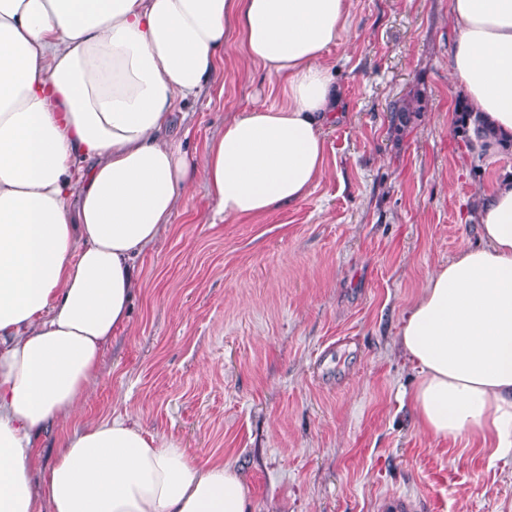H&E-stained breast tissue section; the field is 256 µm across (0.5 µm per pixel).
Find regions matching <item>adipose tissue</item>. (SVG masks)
I'll list each match as a JSON object with an SVG mask.
<instances>
[{"instance_id": "obj_1", "label": "adipose tissue", "mask_w": 512, "mask_h": 512, "mask_svg": "<svg viewBox=\"0 0 512 512\" xmlns=\"http://www.w3.org/2000/svg\"><path fill=\"white\" fill-rule=\"evenodd\" d=\"M351 0H0V512H254L236 469L82 408L143 281L136 260L196 178L221 224L290 208L328 173L340 110L326 55ZM449 69L472 146L512 144V0H451ZM282 87L196 157L177 102L214 76L227 25ZM406 310L416 420L512 458V175ZM61 435L39 467L40 435Z\"/></svg>"}]
</instances>
